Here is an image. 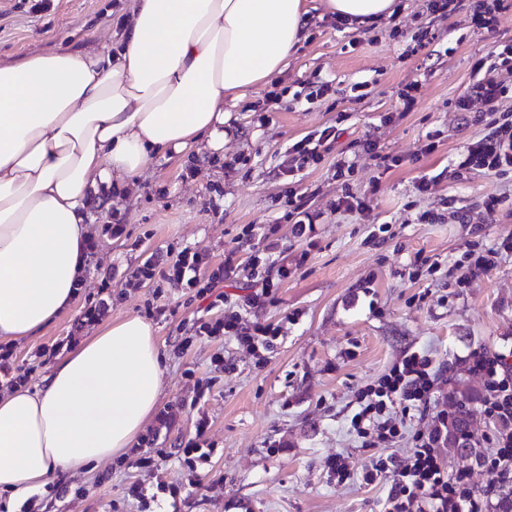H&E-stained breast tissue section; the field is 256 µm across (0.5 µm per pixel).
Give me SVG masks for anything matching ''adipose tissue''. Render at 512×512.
<instances>
[{
	"instance_id": "ef3b65f1",
	"label": "adipose tissue",
	"mask_w": 512,
	"mask_h": 512,
	"mask_svg": "<svg viewBox=\"0 0 512 512\" xmlns=\"http://www.w3.org/2000/svg\"><path fill=\"white\" fill-rule=\"evenodd\" d=\"M366 25L394 0H327ZM306 0H129L120 38L0 63V341L40 335L87 273L88 202L122 200L159 160L223 149L228 108L307 39ZM151 322L112 321L38 388L0 390V504L122 456L161 396Z\"/></svg>"
}]
</instances>
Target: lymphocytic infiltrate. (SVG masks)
Returning <instances> with one entry per match:
<instances>
[{
	"instance_id": "obj_1",
	"label": "lymphocytic infiltrate",
	"mask_w": 512,
	"mask_h": 512,
	"mask_svg": "<svg viewBox=\"0 0 512 512\" xmlns=\"http://www.w3.org/2000/svg\"><path fill=\"white\" fill-rule=\"evenodd\" d=\"M473 97L488 105L490 113L498 114L500 122L492 136L470 144L454 161L451 173L456 178L473 166L494 172L500 171L502 166H512V115L500 109L501 104L512 100V81L476 80L470 97L455 102V111H468L469 100ZM201 264L198 254L181 250L171 266L177 277L186 278L189 287H202L204 293L213 294L215 304L224 308L223 318L200 326V335L213 340L229 337L253 348L272 346L279 336L278 328L260 322L246 328L240 321L241 310L261 307L271 298L274 283L266 273V259L253 255L247 264L241 265L235 252H228L223 264L204 284L197 277ZM241 276L251 281L253 293L232 301L218 292L219 283ZM469 369L483 382L485 416L496 422H512V369L505 367L502 356L470 354ZM435 383L436 373L430 358L417 351L406 353L376 385L356 392L358 410L351 418V431L365 447H388L404 434L410 411L428 410L434 399ZM439 442L437 431L419 433L405 457L389 455L371 460L366 468V479L371 481L384 476L391 482L382 512H488L491 497L499 492L503 483L512 481L511 434L492 438L488 480L482 488L468 486L464 473L448 475L440 458Z\"/></svg>"
}]
</instances>
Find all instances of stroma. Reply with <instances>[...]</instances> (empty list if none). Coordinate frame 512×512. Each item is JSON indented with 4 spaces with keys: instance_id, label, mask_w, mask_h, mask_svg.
I'll return each mask as SVG.
<instances>
[{
    "instance_id": "35a3bbf8",
    "label": "stroma",
    "mask_w": 512,
    "mask_h": 512,
    "mask_svg": "<svg viewBox=\"0 0 512 512\" xmlns=\"http://www.w3.org/2000/svg\"><path fill=\"white\" fill-rule=\"evenodd\" d=\"M478 0H451L433 13L428 0H395L386 20L337 26L325 0H310L309 35L275 86H261L231 109L223 151L160 160L134 196L90 203L89 276L74 307L41 335L1 342L15 366L32 367L30 386L48 366L107 323L130 314L150 321L164 354L162 392L145 442L120 459L57 477L34 495L40 512H380L389 481L364 483L374 448L351 433L354 394L375 384L408 351L426 352L438 372L435 404L410 412V433L390 444L406 456L410 435L430 430L448 394L462 383L470 352L512 356V171L481 168L455 178L448 165L492 127L480 101L454 111L476 80L477 59L512 44V0L496 26L474 21ZM125 0H0V62L60 47L109 45ZM330 90L318 98L319 85ZM361 92H354V85ZM412 94L404 106V94ZM328 126L338 138L319 164L293 170L287 149ZM373 142L392 157L379 167L363 151ZM354 156L338 177V154ZM431 181L419 193L420 180ZM366 212L337 209L345 193ZM318 214L307 237L285 215L290 205ZM436 215L433 224L423 213ZM121 225L113 234L112 225ZM270 238L272 268L287 266L271 301L244 311L243 326H278L273 348L252 350L197 328L224 314L172 276L127 284L131 273L168 250L189 249L200 280L224 261L243 230ZM499 255L493 268L468 273L466 244ZM437 267L428 272L417 258ZM106 299L103 315L87 308ZM188 347H181L182 339ZM223 364H216L215 356ZM170 417L160 427L157 417ZM206 419L202 460L184 451ZM343 456L352 473L340 483L328 469ZM151 458L148 466L138 465ZM139 495H131V487Z\"/></svg>"
}]
</instances>
